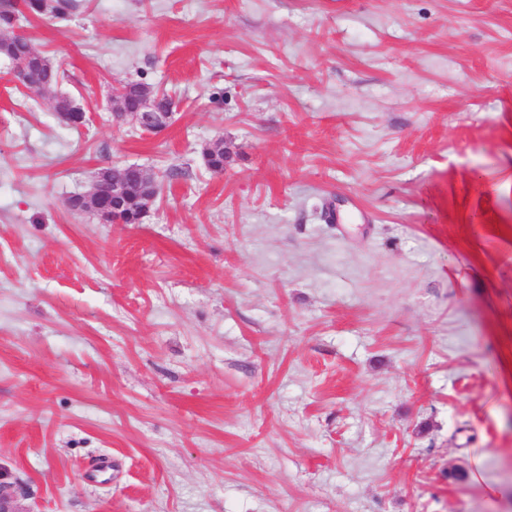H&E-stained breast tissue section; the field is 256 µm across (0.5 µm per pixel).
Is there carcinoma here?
<instances>
[{
	"instance_id": "obj_1",
	"label": "carcinoma",
	"mask_w": 512,
	"mask_h": 512,
	"mask_svg": "<svg viewBox=\"0 0 512 512\" xmlns=\"http://www.w3.org/2000/svg\"><path fill=\"white\" fill-rule=\"evenodd\" d=\"M75 8V0H4L0 4V32L10 33V36L0 39V55L13 62L25 64L26 72L21 83L26 88L43 90L55 87L64 80L65 73L53 65L46 56L36 51L28 38L13 33L17 21L29 16L43 15L65 19ZM148 89L150 86L141 82L124 85V93L118 97L120 111H138L144 92ZM55 112L66 114V117L62 118L65 123L75 125L80 122V116L77 115L78 109L65 97L56 100ZM205 159L210 169L222 171L224 165L231 159V152L224 147V144L218 143L207 148ZM144 205L145 200L141 193L136 190L130 193L127 199L128 223L131 224L140 218Z\"/></svg>"
}]
</instances>
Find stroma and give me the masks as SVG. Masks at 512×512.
Instances as JSON below:
<instances>
[{"label": "stroma", "instance_id": "obj_1", "mask_svg": "<svg viewBox=\"0 0 512 512\" xmlns=\"http://www.w3.org/2000/svg\"><path fill=\"white\" fill-rule=\"evenodd\" d=\"M77 2L19 28L61 85L0 57L28 512H512V0ZM129 81L168 129L113 121ZM116 163L142 223L68 206Z\"/></svg>", "mask_w": 512, "mask_h": 512}]
</instances>
